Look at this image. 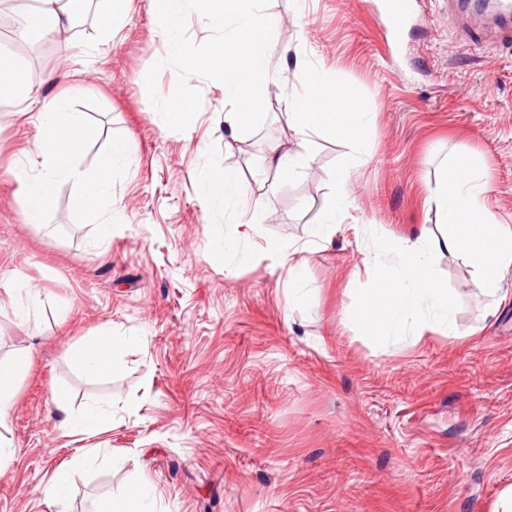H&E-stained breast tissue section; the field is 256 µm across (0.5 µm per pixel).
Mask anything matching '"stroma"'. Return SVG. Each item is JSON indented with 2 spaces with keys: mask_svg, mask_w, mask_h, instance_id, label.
Returning <instances> with one entry per match:
<instances>
[{
  "mask_svg": "<svg viewBox=\"0 0 512 512\" xmlns=\"http://www.w3.org/2000/svg\"><path fill=\"white\" fill-rule=\"evenodd\" d=\"M378 2L271 0L281 72L264 124L233 140L221 84L199 77L189 81L202 98L194 124L160 129L144 77L168 47L150 0H130L106 47L98 0L61 37L14 41L0 26V46L37 78V100L75 69L91 86L70 101L100 129L82 168L114 137L137 143L114 175L125 214L97 246L70 183L45 223H24L10 170L33 159L36 129L21 112L0 116V359L32 352L0 429L15 450L0 471V512H103L141 481L153 512H492L512 485V268L487 295L461 257L436 253L459 301L453 336L426 328L378 346L351 314L373 275L362 261L369 232L444 234L428 195L445 156L491 170L486 204L512 229V42L462 38L448 28V0H410L390 48ZM313 73L354 88L373 120L358 148L316 138L306 167L282 180L265 158L293 145L284 114ZM211 168L235 177L236 208H203L195 185ZM341 186L350 216L303 253L304 288L289 300L288 268L269 246L301 245ZM258 203L261 223L239 222ZM226 243L227 263L216 262ZM24 285L41 293L27 320L13 309ZM104 331L125 339L122 368L93 378L72 353ZM59 388L77 410L111 403V430L66 434ZM86 451L57 508L46 488Z\"/></svg>",
  "mask_w": 512,
  "mask_h": 512,
  "instance_id": "1",
  "label": "stroma"
}]
</instances>
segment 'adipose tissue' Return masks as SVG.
<instances>
[{
    "instance_id": "1",
    "label": "adipose tissue",
    "mask_w": 512,
    "mask_h": 512,
    "mask_svg": "<svg viewBox=\"0 0 512 512\" xmlns=\"http://www.w3.org/2000/svg\"><path fill=\"white\" fill-rule=\"evenodd\" d=\"M84 0H18L17 11L23 20V33L67 31L75 15L81 12ZM82 84L70 86L66 94L55 100L36 105L33 82L22 73L19 63L10 55L0 54V108L19 107L31 112L37 138L34 150L40 157L39 167L16 164L11 175L18 186L25 223H44L48 209L65 183H73L78 191L74 200L83 223L92 226L98 243L112 237V223L124 208V199L116 190L113 179L115 168L126 162L135 148L133 137L113 138L111 145L95 168L81 169L78 156L83 147L97 139L99 130L83 113L71 110V96L83 93ZM288 128L297 140L293 147L273 145L269 149L268 164L276 174L288 179L309 162L312 143L307 132L328 139H338L352 145H361L371 122V115L358 93L339 89L322 76H313L302 94L295 96L286 114ZM352 200L345 189L334 191L324 202L320 219L310 229V246L330 242L337 228L350 215ZM123 339L111 334L94 336L74 352L79 365L90 375L106 376L118 371L120 363L115 354ZM53 403L64 417L69 433L94 437L112 426L110 412L97 404L73 411L69 394L63 390L53 393Z\"/></svg>"
}]
</instances>
